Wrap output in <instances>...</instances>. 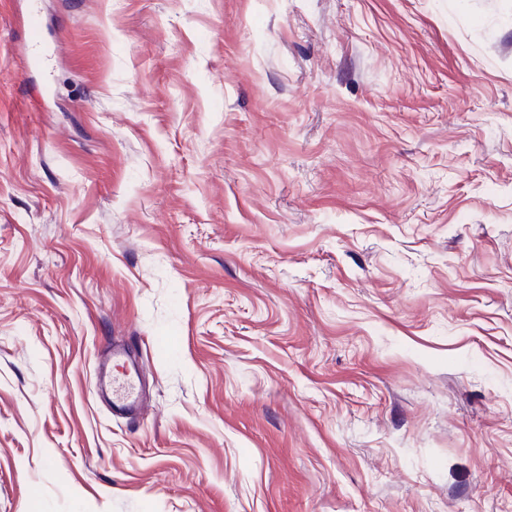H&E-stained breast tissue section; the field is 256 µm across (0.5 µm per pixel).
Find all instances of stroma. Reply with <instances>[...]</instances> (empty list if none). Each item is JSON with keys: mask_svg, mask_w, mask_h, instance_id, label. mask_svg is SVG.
Instances as JSON below:
<instances>
[{"mask_svg": "<svg viewBox=\"0 0 512 512\" xmlns=\"http://www.w3.org/2000/svg\"><path fill=\"white\" fill-rule=\"evenodd\" d=\"M33 503L512 512V0H0V512ZM120 368L119 375L112 373L113 405L133 404L137 400L135 378L138 377L137 370L129 369L115 350L112 352V368ZM121 380V381H120ZM115 385V390H114Z\"/></svg>", "mask_w": 512, "mask_h": 512, "instance_id": "stroma-1", "label": "stroma"}]
</instances>
